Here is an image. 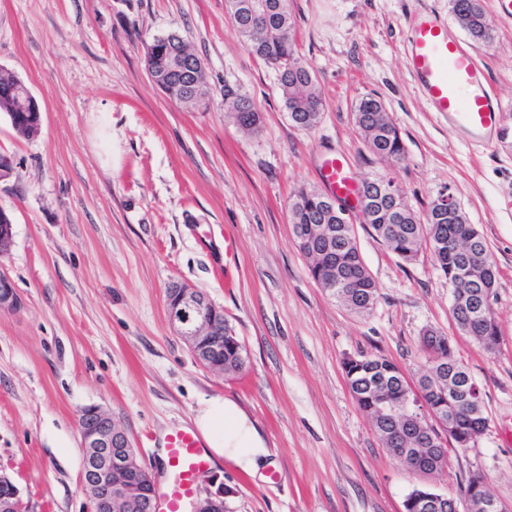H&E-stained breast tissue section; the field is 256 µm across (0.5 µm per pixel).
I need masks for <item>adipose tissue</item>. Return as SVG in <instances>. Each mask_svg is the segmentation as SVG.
<instances>
[{"instance_id": "obj_1", "label": "adipose tissue", "mask_w": 512, "mask_h": 512, "mask_svg": "<svg viewBox=\"0 0 512 512\" xmlns=\"http://www.w3.org/2000/svg\"><path fill=\"white\" fill-rule=\"evenodd\" d=\"M193 425L214 462L228 460L253 473L266 465L269 452L255 423L231 400L217 396L203 401Z\"/></svg>"}]
</instances>
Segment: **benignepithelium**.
I'll list each match as a JSON object with an SVG mask.
<instances>
[{
    "label": "benign epithelium",
    "mask_w": 512,
    "mask_h": 512,
    "mask_svg": "<svg viewBox=\"0 0 512 512\" xmlns=\"http://www.w3.org/2000/svg\"><path fill=\"white\" fill-rule=\"evenodd\" d=\"M20 304L13 283L0 272V312L16 310ZM167 306L171 325L191 352L209 360L213 368H224L222 363L215 364L224 359V310L205 292L183 282L168 290ZM415 406L414 414L406 416L410 434L394 440L396 447L389 452L428 480L447 459L448 440L442 432L448 430V423L424 414L418 409L420 403ZM77 424L83 451L82 486L90 495L93 512H156L155 478L138 462L127 432L112 413L97 405L86 406L78 412ZM0 482L9 484V492L0 497V512H18L24 507L20 489L5 475H0ZM420 502L438 512L448 503L452 512H512L511 506L490 492L480 474L461 503L433 491L421 495ZM192 512H224V488L195 501Z\"/></svg>",
    "instance_id": "7a95c632"
}]
</instances>
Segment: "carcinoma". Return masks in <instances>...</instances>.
Wrapping results in <instances>:
<instances>
[{"label": "carcinoma", "instance_id": "carcinoma-1", "mask_svg": "<svg viewBox=\"0 0 512 512\" xmlns=\"http://www.w3.org/2000/svg\"><path fill=\"white\" fill-rule=\"evenodd\" d=\"M264 10L262 24L256 25L247 16L233 22L246 50L271 66L282 92L291 122L310 130L319 122L323 99L316 89L312 67L298 55L291 37L292 15L288 0H255ZM451 10L470 36L485 41L490 38L488 19L482 0H451ZM184 40L173 34L158 36L146 44L145 65L163 73L160 88L172 100L196 106L208 96L206 75L178 62ZM20 78L0 69V112L7 114L13 130L21 137H30V130L39 119L41 107L30 100L27 107L16 108L10 87ZM224 111L236 123L255 132L260 127V112L253 100L230 84L224 85ZM355 120L372 154L382 160H397L404 152L399 131L384 103L374 96L362 98L355 108ZM371 190L363 208L364 223L375 236L404 262L416 260L420 251L429 248L439 271L452 290L472 300L460 305L452 302L451 312L457 327L474 338L479 345L491 347L498 343L499 329L487 298L496 288L498 268L484 238L469 220L461 206L442 209L445 193L432 201L423 220L408 208L391 179L378 176L370 180ZM328 196L315 190H300L289 206L292 230L317 224H333L329 239L316 236L304 256L310 260L312 278L323 288L334 289V298L350 310L363 314L373 309L378 289L359 252L353 227L337 221L336 213L326 208ZM473 246L484 254L481 268L464 272L463 251ZM421 344L428 358H445L453 368L450 379L424 396L430 413L448 419L449 434L455 448H467L488 425L482 404L463 406L455 388L473 382L458 359L450 339L435 329H427ZM343 370L351 390L360 394L357 403L383 435L392 430V415L381 414L383 405L397 411L404 408L405 386L399 383L402 371L391 360L377 355L360 354L343 361Z\"/></svg>", "mask_w": 512, "mask_h": 512}]
</instances>
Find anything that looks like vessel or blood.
Listing matches in <instances>:
<instances>
[{
  "label": "vessel or blood",
  "instance_id": "vessel-or-blood-1",
  "mask_svg": "<svg viewBox=\"0 0 512 512\" xmlns=\"http://www.w3.org/2000/svg\"><path fill=\"white\" fill-rule=\"evenodd\" d=\"M407 68L422 90L431 111L469 142L487 146L501 134L502 103L484 69L447 24L437 17L416 18L408 30ZM332 196L358 207L357 184L343 164L332 160L320 169ZM166 451V480L158 489L159 512H184L199 476L212 469L202 439L190 429L175 428L157 440Z\"/></svg>",
  "mask_w": 512,
  "mask_h": 512
}]
</instances>
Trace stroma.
<instances>
[{"mask_svg":"<svg viewBox=\"0 0 512 512\" xmlns=\"http://www.w3.org/2000/svg\"><path fill=\"white\" fill-rule=\"evenodd\" d=\"M492 28L473 40L449 0H289L297 48L324 101L309 130L289 120L274 72L241 45L226 0H0V68L42 107L40 133L18 137L0 112V153L17 175L0 182L14 224L0 271L19 309L0 312V471L27 512H92L81 488L77 413L98 405L128 432L140 463L161 469L150 435L190 426L201 400L233 401L256 424L273 464L253 477L224 463L197 496L223 485L225 512H404L418 482L382 446L342 362L361 353L425 369L420 336H451L488 417L470 447L448 452L433 480L462 498L470 474L512 504V22L483 0ZM433 13L481 62L502 100V136L478 147L431 112L406 66V32ZM176 33L204 62L208 106L170 100L150 79L144 48ZM253 98L259 131L224 110V87ZM382 100L404 152L383 161L355 122L359 100ZM356 181L392 178L424 214L442 191L459 202L499 268L491 306L499 343L461 335L451 290L429 250L398 259L353 219L377 283L357 315L311 277L292 236L289 201L325 191V158ZM237 248L225 254V239ZM174 281L201 289L246 348L238 373L201 366L168 323Z\"/></svg>","mask_w":512,"mask_h":512,"instance_id":"1","label":"stroma"}]
</instances>
